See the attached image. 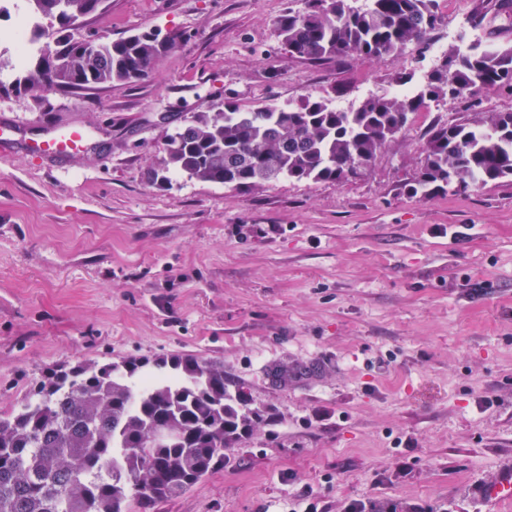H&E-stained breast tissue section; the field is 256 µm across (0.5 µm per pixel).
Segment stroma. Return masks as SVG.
<instances>
[{"label":"stroma","instance_id":"35a3bbf8","mask_svg":"<svg viewBox=\"0 0 512 512\" xmlns=\"http://www.w3.org/2000/svg\"><path fill=\"white\" fill-rule=\"evenodd\" d=\"M495 0H441L430 42L512 45ZM305 0H108L82 35L178 39L130 84L17 95L0 68V412L46 371L193 355L223 364L271 421L224 466L151 512H512L484 501L512 472V182L409 194L426 132L471 109L430 102L360 177L280 178L247 192L168 173L166 137L232 101L356 108L438 64L428 44L315 64L275 20ZM86 128L49 163L24 140Z\"/></svg>","mask_w":512,"mask_h":512}]
</instances>
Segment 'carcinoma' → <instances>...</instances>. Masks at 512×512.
Wrapping results in <instances>:
<instances>
[{
  "label": "carcinoma",
  "instance_id": "carcinoma-1",
  "mask_svg": "<svg viewBox=\"0 0 512 512\" xmlns=\"http://www.w3.org/2000/svg\"><path fill=\"white\" fill-rule=\"evenodd\" d=\"M32 40L83 26L107 0H28ZM438 0H306L287 11L275 34L288 52L313 62L363 60L420 43L439 22ZM176 48L151 33L92 42L56 38L28 53L15 91H76L150 75ZM512 85V47L450 50L410 96L369 97L351 111L321 97L296 107L199 113L168 140L164 166L202 182L249 191L286 176L343 183L360 174L407 126L426 101L466 98ZM458 123L428 131L413 196L466 191L512 180V112L473 110ZM268 420L224 366L195 356L84 362L51 369L19 408L0 413V512H126L129 497L143 509L179 496L224 465V449Z\"/></svg>",
  "mask_w": 512,
  "mask_h": 512
}]
</instances>
